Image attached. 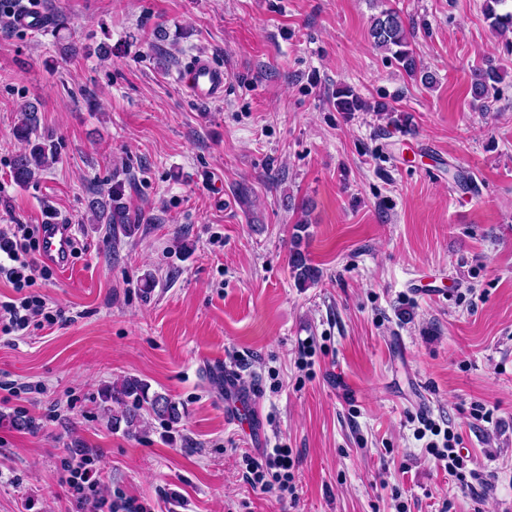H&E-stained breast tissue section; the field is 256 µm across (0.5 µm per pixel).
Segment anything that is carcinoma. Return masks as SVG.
<instances>
[{
  "mask_svg": "<svg viewBox=\"0 0 512 512\" xmlns=\"http://www.w3.org/2000/svg\"><path fill=\"white\" fill-rule=\"evenodd\" d=\"M508 0H485L484 12L491 20L495 30L506 33L512 30V9L499 13L496 7L507 4ZM48 27L57 40L66 39L71 33V18L63 11H54L48 14ZM370 37L376 48L387 51L407 76L420 78L423 85L433 83L432 76L424 70L410 40V28L406 26L401 12L390 7L380 11L374 17L370 26ZM502 80L500 68L486 61L485 65H478L471 73V97L483 109L488 99L495 96L498 91L497 84ZM333 105L338 112H395L397 108L386 102L377 101L369 104L353 91L346 87L336 88ZM40 119L37 107L28 103L23 106L20 122L14 129L17 140L26 145V151L20 154L13 167V178L20 185L34 180L42 171L50 168L59 159L57 147L54 143L45 140L39 133ZM94 198L89 201V208L94 221L106 224L109 230L120 229L126 235H132L139 229L123 202L122 185H112L107 195L100 191H93ZM289 264L293 278L297 285L305 288L316 283L321 276L320 270L312 264L308 256L301 250V236L294 237L290 251ZM100 405L110 419L112 426L125 424V431L131 435L140 432L144 426V419L140 413L146 409L155 417L169 423H177L182 414L177 402L168 394L150 392L148 382L130 377L119 383L103 388L100 392Z\"/></svg>",
  "mask_w": 512,
  "mask_h": 512,
  "instance_id": "1",
  "label": "carcinoma"
}]
</instances>
